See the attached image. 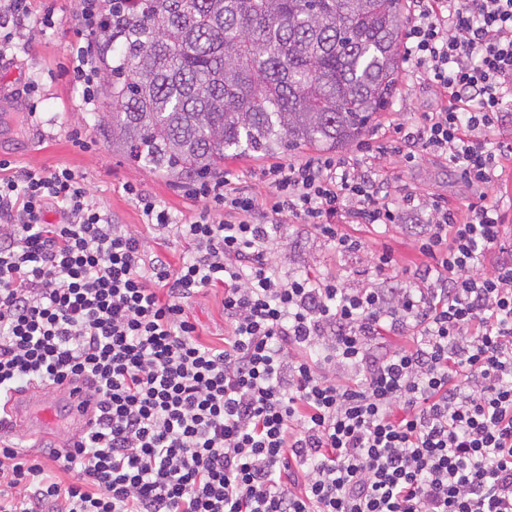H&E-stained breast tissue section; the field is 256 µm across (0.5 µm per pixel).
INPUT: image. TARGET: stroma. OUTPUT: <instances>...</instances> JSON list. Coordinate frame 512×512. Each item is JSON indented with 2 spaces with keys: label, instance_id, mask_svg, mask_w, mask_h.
<instances>
[{
  "label": "stroma",
  "instance_id": "stroma-1",
  "mask_svg": "<svg viewBox=\"0 0 512 512\" xmlns=\"http://www.w3.org/2000/svg\"><path fill=\"white\" fill-rule=\"evenodd\" d=\"M80 0H51L57 19L56 27L24 31L13 52L18 61L0 64V158L18 167H68L82 176L90 196L116 215L130 230L141 231L147 249H154L160 234L141 227L137 204L124 190L125 184L143 186L175 218L196 213L197 202L187 198L182 185L131 166L113 153L96 127V112L110 109L107 97H100L93 112L81 110V85L67 75L72 43L77 39L75 15ZM38 81L34 98H26L23 88ZM440 100L433 88L421 79L400 76L398 90L390 107L379 114L368 132L381 137L388 126L410 123L423 113L438 110ZM81 131L90 141L89 149L76 147L72 131ZM384 169L400 177L403 183L421 195H441L461 202L474 194L471 185L451 171L448 163L437 156H426L419 164L406 167L399 158L387 156ZM490 196L498 200L504 219L503 251L487 255L486 265L512 259V161L506 165L501 181ZM420 231L415 223L389 229L356 225L354 234L364 245L360 251H339L305 226L287 224L283 241L273 259L284 269L310 274L316 278L335 277L346 287L358 289L379 285L381 279L368 263L367 249L389 245L400 266H409L416 258L414 240ZM202 338L217 341L224 335V291L213 288L200 292L190 301Z\"/></svg>",
  "mask_w": 512,
  "mask_h": 512
}]
</instances>
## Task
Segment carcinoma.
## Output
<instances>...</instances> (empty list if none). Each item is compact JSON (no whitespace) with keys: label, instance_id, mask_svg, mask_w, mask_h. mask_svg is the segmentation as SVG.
<instances>
[{"label":"carcinoma","instance_id":"carcinoma-1","mask_svg":"<svg viewBox=\"0 0 512 512\" xmlns=\"http://www.w3.org/2000/svg\"><path fill=\"white\" fill-rule=\"evenodd\" d=\"M112 152L182 179L360 140L401 68L402 0H104Z\"/></svg>","mask_w":512,"mask_h":512}]
</instances>
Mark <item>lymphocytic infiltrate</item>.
Here are the masks:
<instances>
[{"label": "lymphocytic infiltrate", "instance_id": "f902f5d3", "mask_svg": "<svg viewBox=\"0 0 512 512\" xmlns=\"http://www.w3.org/2000/svg\"><path fill=\"white\" fill-rule=\"evenodd\" d=\"M407 73L444 100L366 144L279 162L263 186L193 180L174 219L127 186L145 226L185 241L146 257L69 168L0 160V410L27 386L89 381L75 446L0 438V512H512V263L484 267L503 220L489 199L512 143V0H410ZM71 56L94 104L96 4ZM51 8L0 0V61ZM439 156L477 194L459 204L385 174ZM421 220L412 284L345 287L282 270L286 224L360 249L350 224ZM224 290V337L200 339L189 300ZM411 336V345L400 344ZM68 481L58 479V472Z\"/></svg>", "mask_w": 512, "mask_h": 512}]
</instances>
